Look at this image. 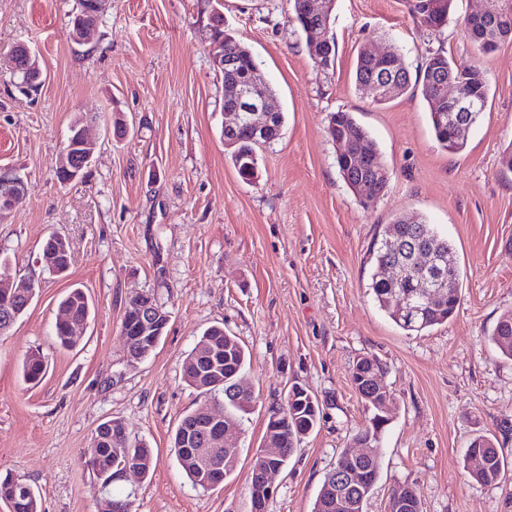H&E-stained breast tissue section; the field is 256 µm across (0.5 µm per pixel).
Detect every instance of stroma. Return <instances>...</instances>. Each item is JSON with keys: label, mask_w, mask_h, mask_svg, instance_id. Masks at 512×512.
<instances>
[{"label": "stroma", "mask_w": 512, "mask_h": 512, "mask_svg": "<svg viewBox=\"0 0 512 512\" xmlns=\"http://www.w3.org/2000/svg\"><path fill=\"white\" fill-rule=\"evenodd\" d=\"M78 0H0V51L34 48L45 81L22 92L0 70V166L27 189L0 220V256L37 294L0 336V474L31 485L41 512H107L113 493L132 512H251L247 477L272 409L289 386L315 394L320 420L273 477L269 512H311L326 473L352 451L369 411L351 386L361 356L387 366L397 411L382 435L380 476L366 510L384 512L390 489L412 486L423 512H512V360L489 335L512 310V41L476 51L461 21L481 0H454L447 27H421L406 0H335L329 67L312 59L289 0H105L96 40L76 44ZM247 45L285 115L264 147L257 177L244 179L224 147V75L212 62L211 28ZM366 46L397 48L410 70L444 51L484 70L488 107L465 151L437 142L429 109L409 92L385 105L358 89ZM354 114L376 142L390 180L363 206L336 166L330 113ZM93 116L97 151L85 177L63 185L59 154L73 119ZM125 135L114 133L115 117ZM448 237L461 301L448 323L422 333L397 327L374 302L369 251L399 215ZM65 238L61 275L45 239ZM92 314L74 347L53 335L69 289ZM154 292L170 314L156 350L127 362L119 327L131 296ZM251 356L242 375L258 397L229 441L235 471L223 485H192L170 449L179 420L205 399L186 385L183 363L213 324ZM46 373L22 377L30 352ZM120 419L155 463L105 489L88 469L97 427ZM494 435L507 463L501 481L468 477L466 450Z\"/></svg>", "instance_id": "35a3bbf8"}]
</instances>
